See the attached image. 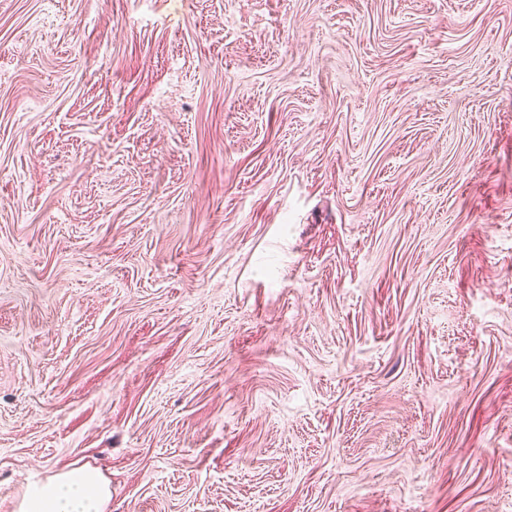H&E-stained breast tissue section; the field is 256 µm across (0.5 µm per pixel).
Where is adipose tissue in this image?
Wrapping results in <instances>:
<instances>
[{"label": "adipose tissue", "instance_id": "ef3b65f1", "mask_svg": "<svg viewBox=\"0 0 512 512\" xmlns=\"http://www.w3.org/2000/svg\"><path fill=\"white\" fill-rule=\"evenodd\" d=\"M110 499L103 473L80 465L29 485L15 512H106Z\"/></svg>", "mask_w": 512, "mask_h": 512}]
</instances>
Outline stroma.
<instances>
[{"mask_svg": "<svg viewBox=\"0 0 512 512\" xmlns=\"http://www.w3.org/2000/svg\"><path fill=\"white\" fill-rule=\"evenodd\" d=\"M512 512V0H0V512ZM109 480L89 465L54 473L28 486L15 512H106Z\"/></svg>", "mask_w": 512, "mask_h": 512, "instance_id": "stroma-1", "label": "stroma"}]
</instances>
